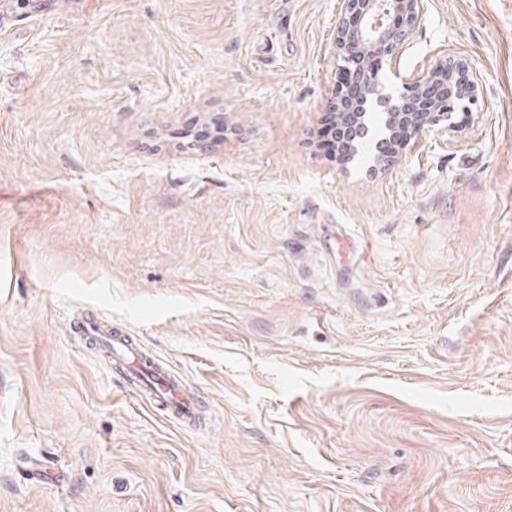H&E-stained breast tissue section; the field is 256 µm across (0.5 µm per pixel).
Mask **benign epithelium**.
Returning <instances> with one entry per match:
<instances>
[{"label":"benign epithelium","instance_id":"1","mask_svg":"<svg viewBox=\"0 0 512 512\" xmlns=\"http://www.w3.org/2000/svg\"><path fill=\"white\" fill-rule=\"evenodd\" d=\"M340 19L334 34L336 56L343 61V81L334 88L333 100L357 98V110L347 125L357 128L356 137L343 148L344 164H352L366 142L393 141L401 136V147L414 142L428 129L446 131L452 109L448 94L451 79L464 77L461 88L468 100L477 97L478 82L463 60L438 58L405 83L406 95L395 99L376 89L377 75L372 65L398 57L412 38L425 13L426 0H340ZM386 114L379 128L370 126L371 111Z\"/></svg>","mask_w":512,"mask_h":512}]
</instances>
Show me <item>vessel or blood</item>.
Here are the masks:
<instances>
[{
  "instance_id": "1",
  "label": "vessel or blood",
  "mask_w": 512,
  "mask_h": 512,
  "mask_svg": "<svg viewBox=\"0 0 512 512\" xmlns=\"http://www.w3.org/2000/svg\"><path fill=\"white\" fill-rule=\"evenodd\" d=\"M68 333L80 337L136 399L187 428L199 427L206 407L201 394L190 390L178 374L151 357L139 341L113 326L100 311L87 308L72 316Z\"/></svg>"
}]
</instances>
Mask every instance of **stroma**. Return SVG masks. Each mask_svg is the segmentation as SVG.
Returning a JSON list of instances; mask_svg holds the SVG:
<instances>
[{
	"label": "stroma",
	"instance_id": "obj_1",
	"mask_svg": "<svg viewBox=\"0 0 512 512\" xmlns=\"http://www.w3.org/2000/svg\"><path fill=\"white\" fill-rule=\"evenodd\" d=\"M340 0H30L0 26V512H512V0L385 172L316 147ZM95 308L189 430L67 333ZM68 334L79 336L85 347L121 377L125 390L138 401H145L181 425L196 429L206 404L199 392L190 390L184 380L166 364L151 357L142 344L100 311L85 308L72 316Z\"/></svg>",
	"mask_w": 512,
	"mask_h": 512
}]
</instances>
